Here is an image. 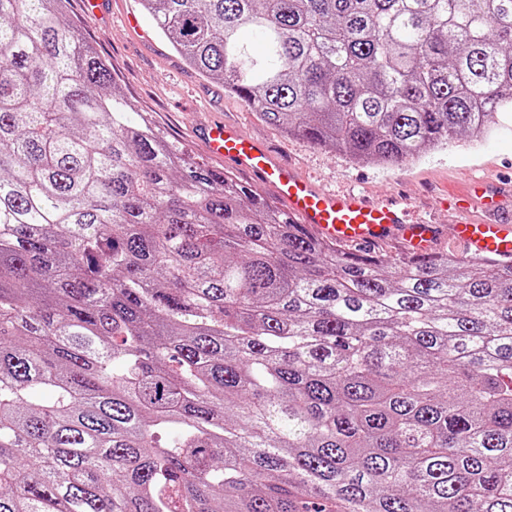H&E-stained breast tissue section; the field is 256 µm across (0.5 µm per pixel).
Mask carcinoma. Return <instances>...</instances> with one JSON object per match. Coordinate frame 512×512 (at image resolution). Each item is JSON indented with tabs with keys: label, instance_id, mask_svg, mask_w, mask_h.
I'll return each instance as SVG.
<instances>
[{
	"label": "carcinoma",
	"instance_id": "carcinoma-1",
	"mask_svg": "<svg viewBox=\"0 0 512 512\" xmlns=\"http://www.w3.org/2000/svg\"><path fill=\"white\" fill-rule=\"evenodd\" d=\"M140 3L358 164L512 125V0ZM64 5L0 0V512H512V261L309 234L156 131Z\"/></svg>",
	"mask_w": 512,
	"mask_h": 512
}]
</instances>
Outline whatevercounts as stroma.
<instances>
[{"mask_svg":"<svg viewBox=\"0 0 512 512\" xmlns=\"http://www.w3.org/2000/svg\"><path fill=\"white\" fill-rule=\"evenodd\" d=\"M67 19L86 42L105 57L122 91L139 111L148 113L171 141L184 146L196 159L205 150L197 136L203 119H221L238 125L248 136L265 142L288 164L326 190H356L372 197L395 195L408 199L418 218L438 225V250L460 254L452 226L456 217L438 206V196L459 192L472 177L512 182V132H501L473 149L449 148L416 163L376 167L358 164L325 147L285 136L278 127L261 121L221 84L202 78L162 38L138 0H105L99 16L87 17L80 0H68ZM136 14L138 26L123 22Z\"/></svg>","mask_w":512,"mask_h":512,"instance_id":"1","label":"stroma"}]
</instances>
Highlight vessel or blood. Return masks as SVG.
<instances>
[{"label":"vessel or blood","instance_id":"vessel-or-blood-1","mask_svg":"<svg viewBox=\"0 0 512 512\" xmlns=\"http://www.w3.org/2000/svg\"><path fill=\"white\" fill-rule=\"evenodd\" d=\"M201 135L211 158L272 187L289 217L323 240L357 247L399 238L408 254L432 252L435 228L414 223L408 204L320 190L302 172L276 158L264 143L221 121L205 124ZM455 238L474 255L512 259L510 220H464L456 224Z\"/></svg>","mask_w":512,"mask_h":512}]
</instances>
